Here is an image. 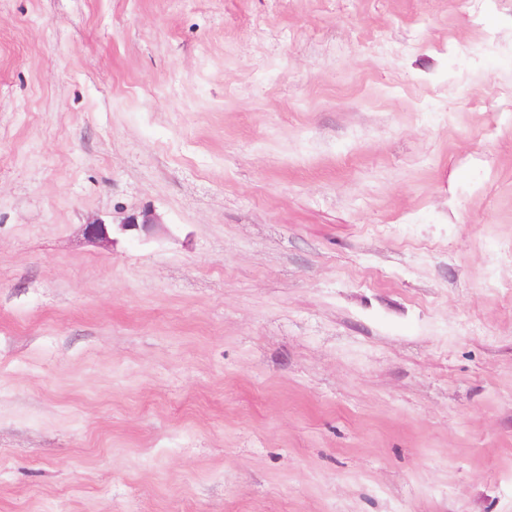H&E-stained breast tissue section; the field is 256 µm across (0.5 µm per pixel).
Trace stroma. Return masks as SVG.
I'll list each match as a JSON object with an SVG mask.
<instances>
[{"mask_svg":"<svg viewBox=\"0 0 512 512\" xmlns=\"http://www.w3.org/2000/svg\"><path fill=\"white\" fill-rule=\"evenodd\" d=\"M0 512H512V0H0Z\"/></svg>","mask_w":512,"mask_h":512,"instance_id":"35a3bbf8","label":"stroma"}]
</instances>
